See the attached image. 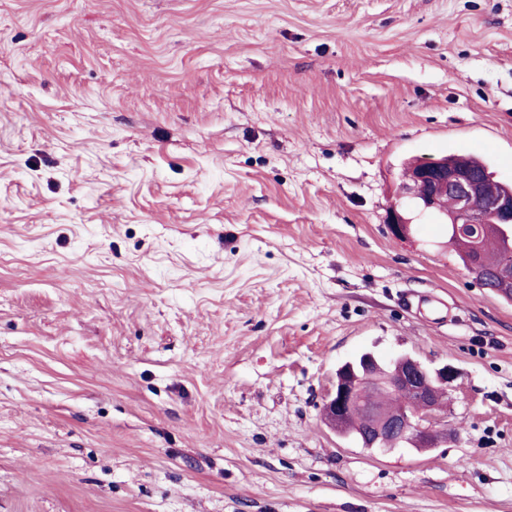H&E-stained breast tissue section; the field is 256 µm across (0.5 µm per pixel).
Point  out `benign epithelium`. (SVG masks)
I'll use <instances>...</instances> for the list:
<instances>
[{
	"label": "benign epithelium",
	"instance_id": "1",
	"mask_svg": "<svg viewBox=\"0 0 512 512\" xmlns=\"http://www.w3.org/2000/svg\"><path fill=\"white\" fill-rule=\"evenodd\" d=\"M403 190L422 211L443 216L445 223L457 232L470 224L502 229L512 224V196L491 194L484 179L464 164H448L446 157L407 174ZM497 274L502 289L512 290V260H501ZM396 362L401 367L387 372L385 387L394 394L400 391L411 394L413 399L403 400L400 408L392 411H366L368 446L383 450L401 445L433 448L448 435L446 424L439 418L435 395L455 380L457 372L446 364L431 367L408 354L397 357ZM379 370L381 366L369 353L363 356L360 371H355L351 364L338 369L323 406L325 419L331 426H336L356 408L357 396L368 386L369 375Z\"/></svg>",
	"mask_w": 512,
	"mask_h": 512
}]
</instances>
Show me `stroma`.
I'll return each instance as SVG.
<instances>
[{"instance_id": "1", "label": "stroma", "mask_w": 512, "mask_h": 512, "mask_svg": "<svg viewBox=\"0 0 512 512\" xmlns=\"http://www.w3.org/2000/svg\"><path fill=\"white\" fill-rule=\"evenodd\" d=\"M456 150L512 182V0H0V512H512V303L400 192ZM366 349L446 441L326 423ZM395 361L401 367L399 370L391 368L387 372L385 383V387L394 394L384 395L376 402L373 400L378 392L376 387L359 394L368 386L369 375L382 369L373 355L367 353L363 356L359 372L354 370L352 364L340 367L333 388L325 399V419L336 428V422L340 423L348 415L346 426L336 429L353 437L363 448H368L367 445L383 450H393L401 445L434 448L439 438L448 436L446 424L438 415L441 412L438 408L440 397L436 403L435 395L437 392L440 395L442 387L450 386L457 372L447 364L439 368L431 367L408 354L400 355ZM400 391L413 395V399H404L400 408L388 411L400 401V397L395 395ZM358 394L359 404L363 409L386 411H366V436L363 412L358 409L349 414L352 409L357 408Z\"/></svg>"}]
</instances>
